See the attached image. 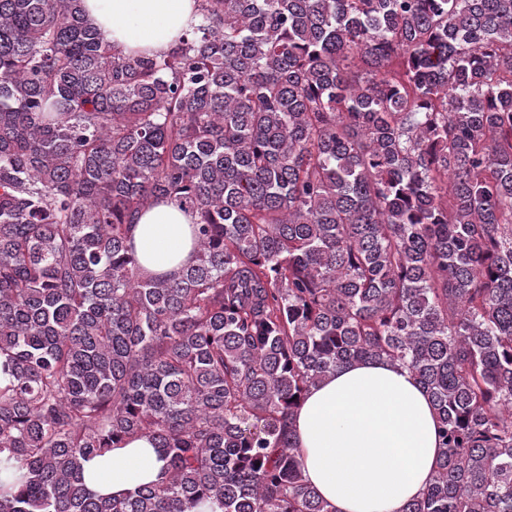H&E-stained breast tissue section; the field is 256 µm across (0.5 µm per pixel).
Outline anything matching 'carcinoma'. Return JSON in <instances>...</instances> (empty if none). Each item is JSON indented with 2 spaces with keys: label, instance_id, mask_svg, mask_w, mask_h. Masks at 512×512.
<instances>
[{
  "label": "carcinoma",
  "instance_id": "1",
  "mask_svg": "<svg viewBox=\"0 0 512 512\" xmlns=\"http://www.w3.org/2000/svg\"><path fill=\"white\" fill-rule=\"evenodd\" d=\"M161 56L0 0V512H334L305 392L385 359L440 457L405 512H512V0H197ZM170 199L194 259L148 276ZM165 461L104 497L82 461ZM192 223L170 200L156 202L138 218L131 238L145 273L173 274L192 261ZM164 462L148 438L127 441L102 456L83 462L84 482L101 495H120L141 483L155 481Z\"/></svg>",
  "mask_w": 512,
  "mask_h": 512
}]
</instances>
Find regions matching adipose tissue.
<instances>
[{
	"instance_id": "adipose-tissue-1",
	"label": "adipose tissue",
	"mask_w": 512,
	"mask_h": 512,
	"mask_svg": "<svg viewBox=\"0 0 512 512\" xmlns=\"http://www.w3.org/2000/svg\"><path fill=\"white\" fill-rule=\"evenodd\" d=\"M88 16L125 53L161 55L201 17L196 0H83ZM193 219L156 202L137 220L132 242L145 273L173 274L193 258ZM437 419L409 370L383 360L345 366L311 387L293 420L304 475L337 512H405L438 462ZM163 462L148 438L83 463L101 495L155 481Z\"/></svg>"
}]
</instances>
